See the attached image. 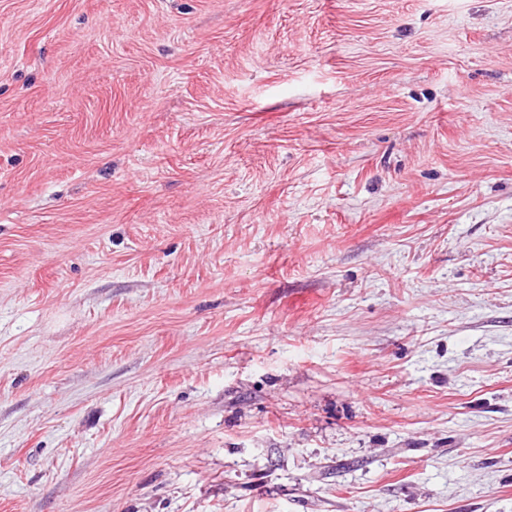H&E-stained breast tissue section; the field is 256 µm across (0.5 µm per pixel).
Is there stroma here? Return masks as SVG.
Returning a JSON list of instances; mask_svg holds the SVG:
<instances>
[{
    "label": "stroma",
    "mask_w": 512,
    "mask_h": 512,
    "mask_svg": "<svg viewBox=\"0 0 512 512\" xmlns=\"http://www.w3.org/2000/svg\"><path fill=\"white\" fill-rule=\"evenodd\" d=\"M0 512H512V0H0Z\"/></svg>",
    "instance_id": "35a3bbf8"
}]
</instances>
